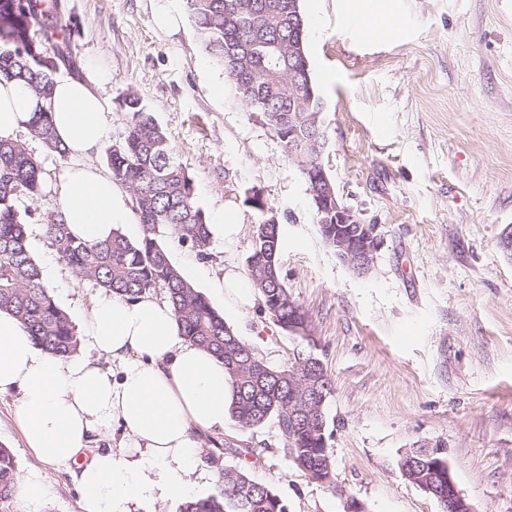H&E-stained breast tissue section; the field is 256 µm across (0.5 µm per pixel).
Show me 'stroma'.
<instances>
[{
	"instance_id": "35a3bbf8",
	"label": "stroma",
	"mask_w": 512,
	"mask_h": 512,
	"mask_svg": "<svg viewBox=\"0 0 512 512\" xmlns=\"http://www.w3.org/2000/svg\"><path fill=\"white\" fill-rule=\"evenodd\" d=\"M361 0H300L313 82L325 102L322 165L343 201L384 244L358 275L322 238L308 184L260 113L238 97L205 50L186 0H58L35 37L65 40L79 67L109 70L107 145L127 132L122 97L137 94L164 128L192 177L209 221L225 216L201 258L163 234L169 259L196 288L211 274L243 279L260 194L278 214L280 272L308 315L310 336L332 378L327 405L334 482L309 480L281 451L274 421L224 424L228 448L193 475L195 493H216L226 465H247L289 512H441L397 462L439 448L477 512H512V0H381L364 39L344 26ZM405 24L396 28L394 17ZM17 140L46 172L25 201L28 246L54 269L52 293L78 320L99 293L76 280L40 227L57 211L55 185L71 157ZM234 332L272 367L293 345L262 309L211 298ZM0 445L18 473H47L44 512H80L69 471L46 466L0 395ZM252 449L243 458L239 449Z\"/></svg>"
}]
</instances>
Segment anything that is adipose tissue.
<instances>
[{
  "instance_id": "ef3b65f1",
  "label": "adipose tissue",
  "mask_w": 512,
  "mask_h": 512,
  "mask_svg": "<svg viewBox=\"0 0 512 512\" xmlns=\"http://www.w3.org/2000/svg\"><path fill=\"white\" fill-rule=\"evenodd\" d=\"M46 109L74 163L59 190L71 235L89 243L128 223L125 195L91 161L106 135V103L85 77L57 76L48 98L0 78V139H14ZM82 350L62 358L37 347L20 320L0 312V395L41 461L70 471L81 512H132L156 495L190 496L207 436L222 432L231 387L224 363L185 342L171 305L146 293L127 302L100 293L81 316ZM126 437L101 447L113 426Z\"/></svg>"
}]
</instances>
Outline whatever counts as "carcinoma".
<instances>
[{"instance_id": "cac0c4a2", "label": "carcinoma", "mask_w": 512, "mask_h": 512, "mask_svg": "<svg viewBox=\"0 0 512 512\" xmlns=\"http://www.w3.org/2000/svg\"><path fill=\"white\" fill-rule=\"evenodd\" d=\"M190 17L206 51L224 68L241 101L263 115L288 145V112L304 138L323 135L307 117L325 103L310 74L305 51V20L299 0H186ZM52 10L35 0H0V76L25 82L37 95L52 93L57 65L69 61L60 51L33 43L31 29L38 13ZM311 87L312 93L288 107V85ZM128 133L106 152L112 178L131 193L142 225L137 241L117 231L104 243L74 238L67 226L50 215L45 235L80 281H90L125 300L157 288L166 291L183 339L224 361L232 385L229 416L239 426L259 427L276 421L282 452L290 463L317 483L334 482L327 446V404L331 377L313 340L294 328L307 316L288 292L280 274L281 226L271 224L273 209L258 194L249 198L262 212L255 225L248 277L263 310L294 343L288 365L274 368L243 341L208 299L170 262L159 227L179 243L209 257L211 236L202 209L195 203L192 178L179 162L163 127L134 93L121 100ZM31 137L60 156L66 148L56 140L49 112L40 110L27 124ZM46 172L18 140H0V311L16 316L35 344L67 357L80 341L69 315L42 283L41 269L28 249L29 213L22 198L36 199ZM405 479L420 489L440 486L448 464L438 450L412 448L399 460ZM17 468L10 449L0 446V512H13ZM179 512H289L272 487L251 478L242 466L224 467L220 490L190 498Z\"/></svg>"}]
</instances>
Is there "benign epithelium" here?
Wrapping results in <instances>:
<instances>
[{"label":"benign epithelium","mask_w":512,"mask_h":512,"mask_svg":"<svg viewBox=\"0 0 512 512\" xmlns=\"http://www.w3.org/2000/svg\"><path fill=\"white\" fill-rule=\"evenodd\" d=\"M288 145L293 147L294 162L310 180V194L314 198L319 223L336 225V239L330 240V245L357 274L369 273L383 242L379 226L366 223L335 193L324 167L308 161V150L317 148V145L300 141L293 130L288 133ZM437 497L447 502L448 512H477L451 476L448 477V490L437 494Z\"/></svg>","instance_id":"benign-epithelium-1"}]
</instances>
